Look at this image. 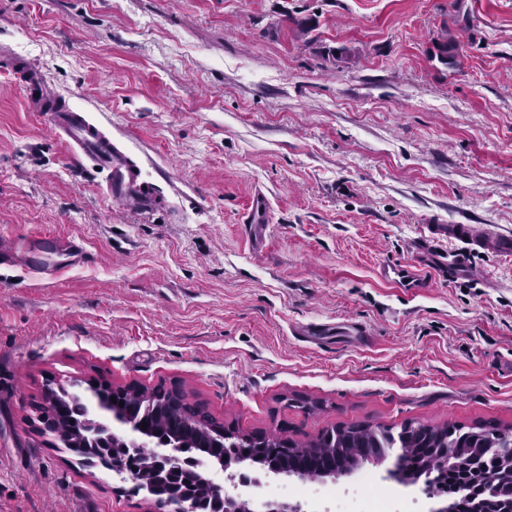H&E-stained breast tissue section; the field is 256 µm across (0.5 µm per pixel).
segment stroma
Instances as JSON below:
<instances>
[{
	"mask_svg": "<svg viewBox=\"0 0 512 512\" xmlns=\"http://www.w3.org/2000/svg\"><path fill=\"white\" fill-rule=\"evenodd\" d=\"M458 42L448 68L428 51ZM101 124L160 199L110 207L0 68V236L76 237L54 279L0 266V512H159L46 430V387L162 385L242 434L512 427V0H0V60ZM264 202L266 223L245 218ZM433 224H471L470 269ZM420 260L424 288L383 280ZM366 463L370 497L437 512ZM358 473L329 487L360 508ZM246 500L307 483L262 476Z\"/></svg>",
	"mask_w": 512,
	"mask_h": 512,
	"instance_id": "obj_1",
	"label": "stroma"
}]
</instances>
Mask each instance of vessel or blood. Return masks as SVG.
I'll use <instances>...</instances> for the list:
<instances>
[{
  "mask_svg": "<svg viewBox=\"0 0 512 512\" xmlns=\"http://www.w3.org/2000/svg\"><path fill=\"white\" fill-rule=\"evenodd\" d=\"M25 75L27 99L45 116L51 129L65 136L71 147L105 171L107 198L129 207L152 208L155 204L153 197L143 191L138 173L111 137L83 113L59 106L35 71L26 70ZM451 236L464 242L465 247L449 252L445 263L451 270L466 271L468 250L479 245L480 240L469 224L452 225ZM86 259L82 243L72 237L28 233L12 234L0 240V261L23 266L29 272L45 276L52 277L83 265ZM380 275L401 288L415 289L425 285L424 269L417 262L405 266H384Z\"/></svg>",
  "mask_w": 512,
  "mask_h": 512,
  "instance_id": "1",
  "label": "vessel or blood"
}]
</instances>
